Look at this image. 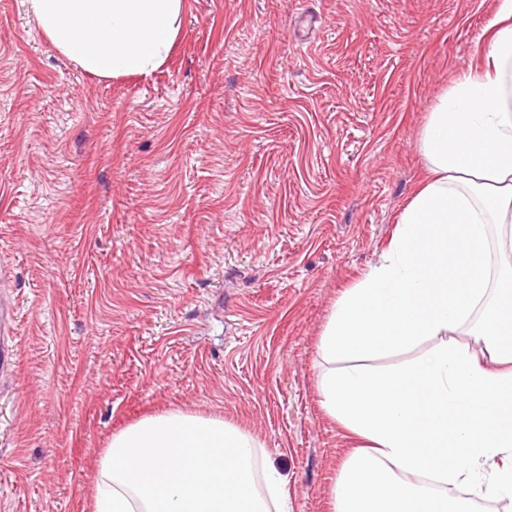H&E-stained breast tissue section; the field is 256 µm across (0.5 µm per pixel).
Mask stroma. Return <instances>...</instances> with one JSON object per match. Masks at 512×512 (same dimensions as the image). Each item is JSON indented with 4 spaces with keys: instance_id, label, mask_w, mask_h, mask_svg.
<instances>
[{
    "instance_id": "stroma-1",
    "label": "stroma",
    "mask_w": 512,
    "mask_h": 512,
    "mask_svg": "<svg viewBox=\"0 0 512 512\" xmlns=\"http://www.w3.org/2000/svg\"><path fill=\"white\" fill-rule=\"evenodd\" d=\"M500 0H184L150 76H91L0 0V512H86L112 434L221 416L331 512L321 333L425 168ZM13 306L4 301L0 300V369H10L14 367L15 358L14 350L12 346L5 343V337L10 336Z\"/></svg>"
}]
</instances>
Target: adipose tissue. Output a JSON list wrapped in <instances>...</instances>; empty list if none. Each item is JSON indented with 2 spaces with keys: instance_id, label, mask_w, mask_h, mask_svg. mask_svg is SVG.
Returning a JSON list of instances; mask_svg holds the SVG:
<instances>
[{
  "instance_id": "obj_1",
  "label": "adipose tissue",
  "mask_w": 512,
  "mask_h": 512,
  "mask_svg": "<svg viewBox=\"0 0 512 512\" xmlns=\"http://www.w3.org/2000/svg\"><path fill=\"white\" fill-rule=\"evenodd\" d=\"M27 2L51 45L102 78L162 67L183 9ZM489 29L486 58L430 110L425 180L320 337L321 405L357 442L332 512H477L464 487L512 512V0ZM255 448L220 417H142L103 450L89 512H288L286 479L272 468L256 479Z\"/></svg>"
}]
</instances>
